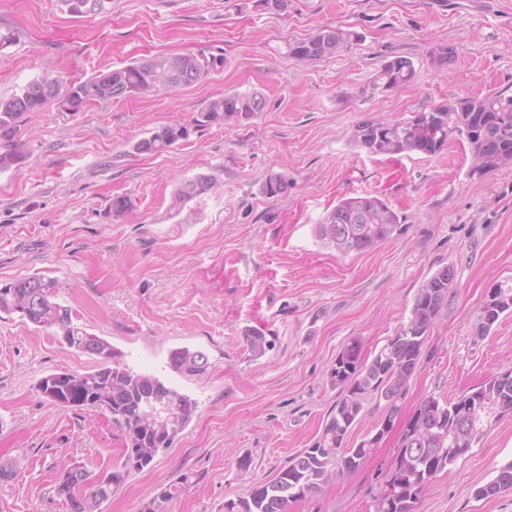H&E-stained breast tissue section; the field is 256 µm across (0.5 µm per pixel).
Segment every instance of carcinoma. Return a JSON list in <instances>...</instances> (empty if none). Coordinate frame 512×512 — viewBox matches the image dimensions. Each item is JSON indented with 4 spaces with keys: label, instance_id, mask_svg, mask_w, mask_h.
<instances>
[{
    "label": "carcinoma",
    "instance_id": "cac0c4a2",
    "mask_svg": "<svg viewBox=\"0 0 512 512\" xmlns=\"http://www.w3.org/2000/svg\"><path fill=\"white\" fill-rule=\"evenodd\" d=\"M112 0H61L73 15L100 13ZM359 34L341 27L324 26L312 36L289 42L286 54L299 61L334 57L346 51ZM224 67V58L186 54H157L144 62L102 72L63 89L58 81L44 77L20 92L0 99V169H9L22 159L18 134L24 117L46 106L67 112L85 106L131 96H149L162 88L195 85ZM415 67L405 56L383 62L374 87L398 89L413 81ZM258 92L225 93L207 102L188 121L163 126L139 141V153H159L213 124L248 119L265 109ZM466 140L474 169L490 172L512 166V95L494 92L483 97L450 99L438 106L414 112L400 120L365 119L352 131L351 141L373 155L436 154L450 134ZM213 181L199 176L177 193L179 205L207 193ZM288 189L283 173L268 174L262 192L276 197ZM397 214L378 197L351 196L339 201L315 227L323 245L342 255L362 253L389 239L397 230ZM456 278L454 267L438 269L415 295L408 323L389 337L373 357L365 356L361 340L352 339L336 356L330 371L331 385L342 397L326 422L320 438L289 461L269 482L253 484L245 496L224 502V512H288V505L318 492L336 477L356 471L378 447L369 435L350 445L347 437L365 404L386 401V416L375 431L393 430L399 415L398 401L404 394L423 355L430 328L447 300ZM55 285L32 276L0 283V312L18 313L37 327L56 326L64 343L99 360L84 373L64 372L67 390L76 408L101 410L112 415L127 438L123 468L142 470L150 466L162 442L172 444L189 423L196 403L159 377L138 372L117 360L112 345L100 336L72 326L71 310L53 301ZM512 313V286L493 288L492 302L485 303L478 332L487 337L500 316ZM250 355L261 358L272 349V341L256 329L244 332ZM169 368L183 375H201L209 367L201 350L171 351ZM56 373L43 377L37 387ZM512 413V371L489 377L461 395L441 400L423 397L399 438L396 465L388 489L374 498V512H412L419 495L437 477L450 469L480 438L484 429ZM123 474L113 471L92 477L86 470L74 476L70 492L58 485L70 512H99L100 505L120 484ZM512 489V462L499 468L495 479L480 490L485 496Z\"/></svg>",
    "mask_w": 512,
    "mask_h": 512
}]
</instances>
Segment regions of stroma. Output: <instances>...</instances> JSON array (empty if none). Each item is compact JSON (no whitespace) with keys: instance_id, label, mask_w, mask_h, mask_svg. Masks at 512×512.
Instances as JSON below:
<instances>
[{"instance_id":"obj_1","label":"stroma","mask_w":512,"mask_h":512,"mask_svg":"<svg viewBox=\"0 0 512 512\" xmlns=\"http://www.w3.org/2000/svg\"><path fill=\"white\" fill-rule=\"evenodd\" d=\"M325 25L360 38L310 64L285 44ZM0 96L51 75L70 86L161 54L223 57L190 87L147 98L49 106L26 115L24 158L0 170V282L55 281L75 327L106 339L120 360L161 377L196 402L191 422L141 470L123 471L127 438L110 415L59 406L37 390L51 373L96 361L57 329L0 312V512H70L56 492L65 465L123 471L100 512H144L178 483L166 512H223L248 484L270 481L321 435L340 398L330 368L344 345L380 349L408 320L419 288L439 268L456 279L435 319L405 396L398 428L427 395L452 399L512 370V315L476 331L488 292L512 285V166L479 174L461 139L437 154L373 156L351 142L368 118L399 119L461 97L512 94V0H112L76 16L59 0H0ZM452 46L451 63L431 55ZM416 76L372 92L388 57ZM259 92L264 111L213 125L167 151L136 152L157 128L184 122L218 93ZM285 172L288 189L261 185ZM201 175L217 185L179 210L174 192ZM374 195L399 216L397 232L347 256L321 244L315 226L336 203ZM132 209L115 215L114 197ZM274 343L253 358L244 332ZM204 351L209 368L184 376L172 350ZM391 433L353 474L291 503L288 512H373L399 435ZM250 456L247 477L237 461ZM512 461L504 416L435 478L414 512H512V491L479 495Z\"/></svg>"}]
</instances>
